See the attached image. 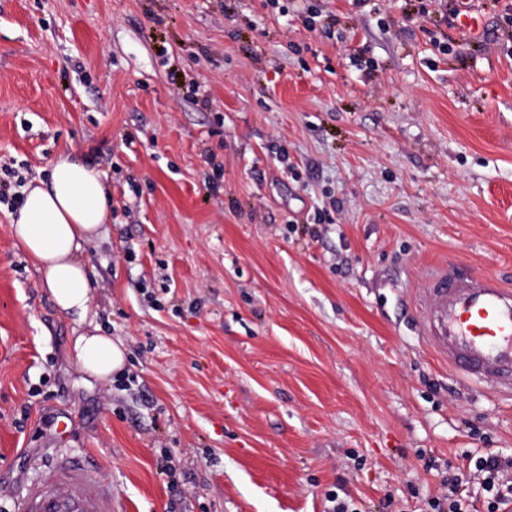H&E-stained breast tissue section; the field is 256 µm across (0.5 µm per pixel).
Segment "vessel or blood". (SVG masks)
<instances>
[{
	"mask_svg": "<svg viewBox=\"0 0 512 512\" xmlns=\"http://www.w3.org/2000/svg\"><path fill=\"white\" fill-rule=\"evenodd\" d=\"M418 329L437 359L464 381L512 397V288L491 272L443 264L418 298ZM21 512H115L112 487L90 460L65 457L28 487Z\"/></svg>",
	"mask_w": 512,
	"mask_h": 512,
	"instance_id": "obj_1",
	"label": "vessel or blood"
}]
</instances>
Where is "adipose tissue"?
Wrapping results in <instances>:
<instances>
[{
	"mask_svg": "<svg viewBox=\"0 0 512 512\" xmlns=\"http://www.w3.org/2000/svg\"><path fill=\"white\" fill-rule=\"evenodd\" d=\"M10 219V233L36 262L42 282L57 308L88 328L74 341L75 358L89 375L107 381L121 370V342L88 323L94 286L86 248L111 216V194L102 173L71 155L58 156L47 178H35Z\"/></svg>",
	"mask_w": 512,
	"mask_h": 512,
	"instance_id": "1",
	"label": "adipose tissue"
}]
</instances>
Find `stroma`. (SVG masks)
<instances>
[{
    "label": "stroma",
    "mask_w": 512,
    "mask_h": 512,
    "mask_svg": "<svg viewBox=\"0 0 512 512\" xmlns=\"http://www.w3.org/2000/svg\"><path fill=\"white\" fill-rule=\"evenodd\" d=\"M0 0V512L87 457L118 512H431L512 456V400L438 364L430 270L512 284V0ZM68 153L110 381L9 214ZM89 329L74 341L75 358L79 366L89 375L101 381H109L114 372L121 370L126 356L121 342L100 332V327L88 322ZM463 486V479L457 474L444 477L439 497L430 502L431 509L435 512H468Z\"/></svg>",
    "instance_id": "35a3bbf8"
}]
</instances>
